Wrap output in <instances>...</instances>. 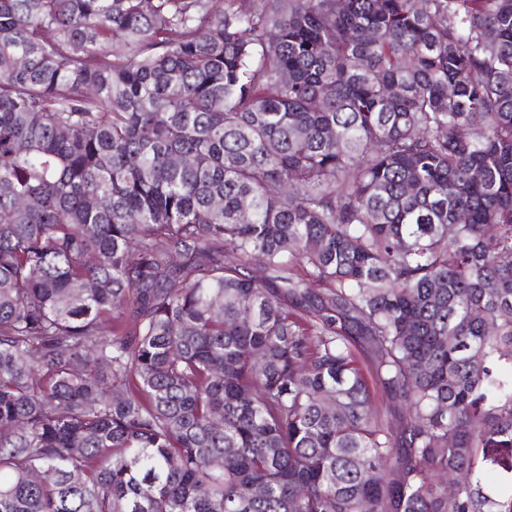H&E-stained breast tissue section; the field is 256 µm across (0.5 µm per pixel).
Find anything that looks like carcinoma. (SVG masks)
Returning <instances> with one entry per match:
<instances>
[{"mask_svg":"<svg viewBox=\"0 0 512 512\" xmlns=\"http://www.w3.org/2000/svg\"><path fill=\"white\" fill-rule=\"evenodd\" d=\"M0 512H512V0H0Z\"/></svg>","mask_w":512,"mask_h":512,"instance_id":"cac0c4a2","label":"carcinoma"}]
</instances>
